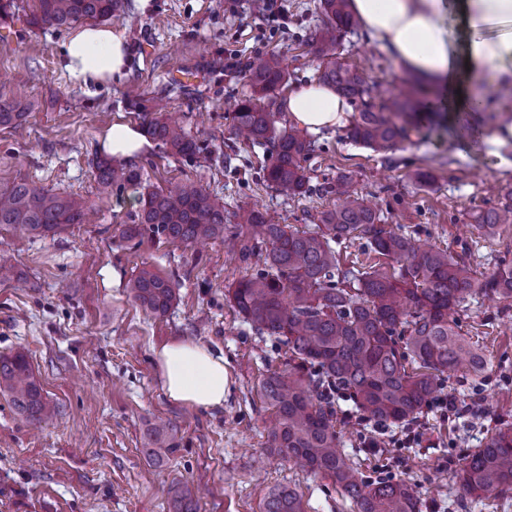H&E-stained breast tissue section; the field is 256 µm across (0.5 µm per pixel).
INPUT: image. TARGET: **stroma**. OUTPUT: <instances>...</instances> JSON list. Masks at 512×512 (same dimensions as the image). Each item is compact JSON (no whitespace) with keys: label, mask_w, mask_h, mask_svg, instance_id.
<instances>
[{"label":"stroma","mask_w":512,"mask_h":512,"mask_svg":"<svg viewBox=\"0 0 512 512\" xmlns=\"http://www.w3.org/2000/svg\"><path fill=\"white\" fill-rule=\"evenodd\" d=\"M278 3L269 15L254 11L252 0H131L115 25L128 44V65L110 83L87 89L73 85L61 65L69 30L27 24L32 0H18L13 20L0 23V97L30 104L22 127L0 130V186L24 177L96 212L93 223L47 238L0 228V253L12 256L21 277L0 282V355L24 351L59 409L35 428L0 394V512H170L169 491L178 485L203 489L199 512H263L269 490L284 486L297 491L305 512H355L331 480L270 450L273 410L260 384L287 370L288 357L224 297L245 265L219 239L204 246L147 240L136 248L120 241L117 228L137 210V195L99 188L91 161L102 154L113 119L139 124L130 101L149 107L164 99L167 115L205 150L187 161L150 146L134 160L148 184H200L223 204L225 219L256 205L279 223L314 229L336 205L326 183L349 173L385 224L464 255L479 272H491L512 249V224L490 237L466 229L474 212L512 202V139L495 140L512 123V102L492 85V115L482 119L476 144L422 132L375 151L338 127L314 137L309 193L291 199L269 185L271 149L236 137L231 105L252 92L249 64L273 53L284 58L289 84L316 79L319 61L306 38L322 23L318 0ZM337 51L383 93L411 77L362 29L344 34ZM421 171L433 174L431 184L418 181ZM143 267L178 289L166 316L145 313L127 291ZM461 318L464 331L481 339L485 370L476 383L465 372L452 374L440 396L480 405L484 420H449L431 405L417 419L420 443L369 448L373 426L345 420L354 404L340 399L336 429L363 474L411 484L421 512H512V493L465 500L454 482L463 459L500 424H512V308L475 295ZM182 339L223 353L230 377L223 410L196 411L166 397L154 352ZM158 417L170 422L176 451L155 465L142 448Z\"/></svg>","instance_id":"stroma-1"}]
</instances>
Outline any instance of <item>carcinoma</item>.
<instances>
[{"mask_svg": "<svg viewBox=\"0 0 512 512\" xmlns=\"http://www.w3.org/2000/svg\"><path fill=\"white\" fill-rule=\"evenodd\" d=\"M27 22L38 28H66L82 20L110 21L123 14L126 0H33ZM323 24L309 35L319 60V80L358 103V118L347 131L357 145L387 150L409 137L426 90L410 86L400 97L374 90L363 73L339 60L338 38L356 28L350 0H319ZM253 95L238 101L234 125L238 137L269 144L274 162L267 181L288 198L309 190L306 163L315 142L297 128L278 127V113L262 103L288 77L283 59L270 55L248 68ZM29 104L0 99V128H17ZM157 106L142 113L144 134L174 156L194 158L198 142L185 128L168 121ZM94 177L105 189L139 186L142 175L115 165L106 156L95 163ZM336 207L322 213L314 231L276 222L259 208L235 213L239 232L231 248L246 265L262 263L230 285L225 297L250 328L287 348L288 373L273 372L262 382L275 409L270 448L287 461L329 478L357 505L358 512H420L412 487L402 481H369L340 448L335 429L336 393L382 424L411 421L438 392L444 378L460 368L477 377L486 359L476 342L462 334V304L474 293L512 299V261L502 258L483 278L459 255L424 246L381 224V217L349 175L329 186ZM132 223L118 228L121 241L136 247L146 240L194 243L224 238V207L193 183L167 192L144 189ZM477 229L496 233L506 217L491 208L474 213ZM88 209L79 200L21 178L0 189V227L34 235H55L85 224ZM366 239V248L395 263L345 267L336 246ZM127 288L148 314L161 317L177 299L171 281L147 268L132 276ZM0 392L7 393L24 419L40 426L57 413L43 394L27 355L0 357ZM146 456L156 464L176 451L169 425L147 430ZM463 497L499 496L512 491V427L498 428L482 448L471 452L457 471ZM172 512H199L188 486L174 490ZM264 512H304L299 494L274 489Z\"/></svg>", "mask_w": 512, "mask_h": 512, "instance_id": "cac0c4a2", "label": "carcinoma"}]
</instances>
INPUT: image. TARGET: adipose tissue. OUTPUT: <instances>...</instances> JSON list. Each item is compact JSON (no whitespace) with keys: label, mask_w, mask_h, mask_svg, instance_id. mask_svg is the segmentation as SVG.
<instances>
[{"label":"adipose tissue","mask_w":512,"mask_h":512,"mask_svg":"<svg viewBox=\"0 0 512 512\" xmlns=\"http://www.w3.org/2000/svg\"><path fill=\"white\" fill-rule=\"evenodd\" d=\"M351 9L396 65L433 85L439 108L453 120L472 123L485 112L483 82L512 87V0H352ZM126 56L121 33L86 24L64 46V69L74 84L86 87L121 73ZM282 108L314 133L345 125L352 112L334 90L315 81L291 87ZM147 145L135 125L121 120L113 121L103 140L119 159L133 158ZM155 361L168 399L197 410L223 409V355L177 341L156 351Z\"/></svg>","instance_id":"1"}]
</instances>
